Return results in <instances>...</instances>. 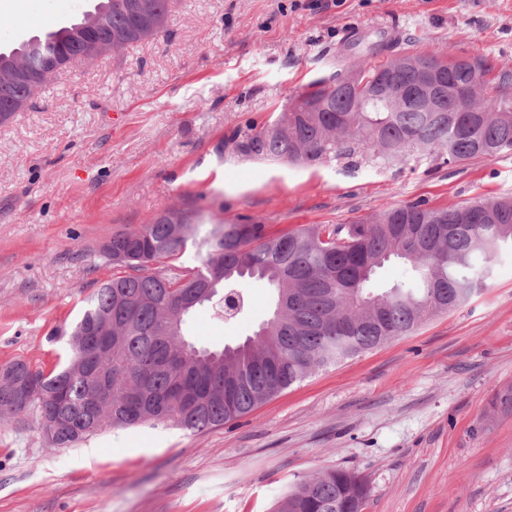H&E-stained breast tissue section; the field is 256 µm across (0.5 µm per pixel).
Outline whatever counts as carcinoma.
I'll return each mask as SVG.
<instances>
[{
    "instance_id": "carcinoma-1",
    "label": "carcinoma",
    "mask_w": 512,
    "mask_h": 512,
    "mask_svg": "<svg viewBox=\"0 0 512 512\" xmlns=\"http://www.w3.org/2000/svg\"><path fill=\"white\" fill-rule=\"evenodd\" d=\"M177 0H97L85 17L47 33V49L22 42L0 51V124L45 81L11 78L16 65H63L88 34L120 50L164 31ZM438 65L439 88L419 86L418 64ZM480 60L437 51L394 55L378 65L338 71L237 143L260 159L316 166L362 149L391 162L412 151L463 164L512 151V72L491 75ZM512 250V198H479L450 208L421 202L391 206L366 220L323 228L301 225L276 235L267 225L206 224L175 211L112 235L102 254L130 270L98 284L80 318L64 331L66 360L46 371L16 359L0 365V415L34 411L50 443L69 448L108 422L114 427L173 425L204 430L234 422L315 370L410 334L426 318L464 305L487 285ZM192 251L202 271L186 278L152 270L161 259ZM395 258L418 272L413 285L369 289L376 270ZM266 280L275 290L272 316L235 347L185 355L184 318L210 305L219 318L245 307L238 282ZM112 315V335L85 336ZM41 389L19 405L14 384L30 373ZM366 480L327 469L297 483L277 512H363Z\"/></svg>"
}]
</instances>
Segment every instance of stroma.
<instances>
[{
  "mask_svg": "<svg viewBox=\"0 0 512 512\" xmlns=\"http://www.w3.org/2000/svg\"><path fill=\"white\" fill-rule=\"evenodd\" d=\"M445 50L512 71V0H180L157 38L79 58L0 125V364L53 368L112 235L165 209L270 231L334 225L405 202L512 196V152L461 166L257 160L240 133L273 123L313 81L399 53ZM201 307L197 347L242 343L273 311ZM512 256L486 288L408 336L316 370L247 416L198 432L103 425L72 448L35 413L0 417V512H276L295 483L360 472L363 512H512Z\"/></svg>",
  "mask_w": 512,
  "mask_h": 512,
  "instance_id": "stroma-1",
  "label": "stroma"
}]
</instances>
